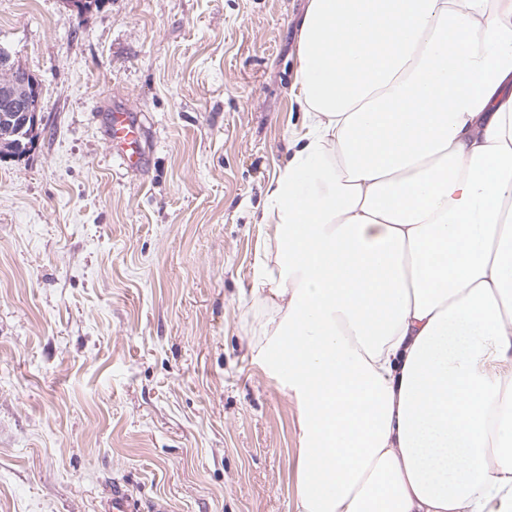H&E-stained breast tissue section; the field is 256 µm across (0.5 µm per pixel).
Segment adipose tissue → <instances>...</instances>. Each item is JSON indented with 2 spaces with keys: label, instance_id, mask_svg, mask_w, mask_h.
Listing matches in <instances>:
<instances>
[{
  "label": "adipose tissue",
  "instance_id": "1",
  "mask_svg": "<svg viewBox=\"0 0 512 512\" xmlns=\"http://www.w3.org/2000/svg\"><path fill=\"white\" fill-rule=\"evenodd\" d=\"M254 348L293 512H512V0H310Z\"/></svg>",
  "mask_w": 512,
  "mask_h": 512
}]
</instances>
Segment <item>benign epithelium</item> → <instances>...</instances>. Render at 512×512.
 Here are the masks:
<instances>
[{
    "mask_svg": "<svg viewBox=\"0 0 512 512\" xmlns=\"http://www.w3.org/2000/svg\"><path fill=\"white\" fill-rule=\"evenodd\" d=\"M39 89L30 73L15 63L9 51L0 52V150H11L26 127L37 129L38 110L33 108Z\"/></svg>",
    "mask_w": 512,
    "mask_h": 512,
    "instance_id": "obj_1",
    "label": "benign epithelium"
}]
</instances>
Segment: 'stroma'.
<instances>
[{"instance_id": "1", "label": "stroma", "mask_w": 512, "mask_h": 512, "mask_svg": "<svg viewBox=\"0 0 512 512\" xmlns=\"http://www.w3.org/2000/svg\"><path fill=\"white\" fill-rule=\"evenodd\" d=\"M308 3L0 0L42 118L0 160V512H100L116 480L142 512H291L295 399L247 345ZM110 146L113 153L127 168H136L145 160V150L141 145V130L128 112L115 109L108 118Z\"/></svg>"}]
</instances>
